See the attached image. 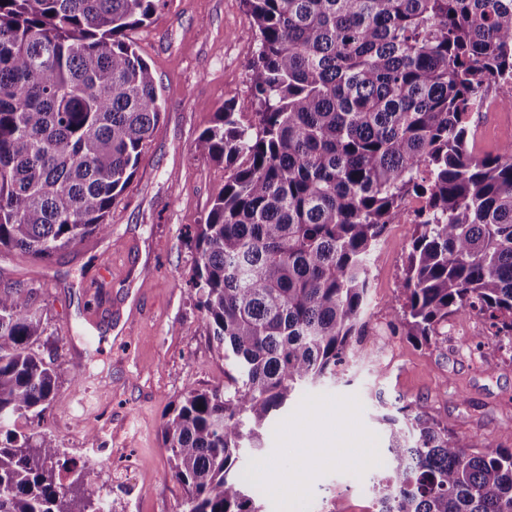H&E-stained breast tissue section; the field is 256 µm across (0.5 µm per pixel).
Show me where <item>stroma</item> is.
Here are the masks:
<instances>
[{
  "label": "stroma",
  "mask_w": 512,
  "mask_h": 512,
  "mask_svg": "<svg viewBox=\"0 0 512 512\" xmlns=\"http://www.w3.org/2000/svg\"><path fill=\"white\" fill-rule=\"evenodd\" d=\"M149 64L162 117L139 166L112 207L108 234H93L52 259L0 251V288L36 291L46 332L40 349L57 355L52 407L39 428L53 436L60 462L85 470L89 491L111 512H182L162 428L187 387L231 385L234 370L187 290L204 223L228 176L195 143L226 103L251 93L248 62L256 31L242 0H166L124 36ZM414 227L389 225L371 268L360 353L335 381L299 389L264 434L260 459L284 481L267 485L265 506L305 512H375L374 453H386L389 418L424 404L461 439L512 448V353L499 348L478 315L452 316L436 343L398 334L393 311ZM369 457L317 469L298 492L286 476L304 464L295 433L309 423L331 437L343 420Z\"/></svg>",
  "instance_id": "obj_1"
}]
</instances>
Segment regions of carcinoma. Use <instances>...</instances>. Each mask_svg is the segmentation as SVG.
<instances>
[{
	"label": "carcinoma",
	"instance_id": "1",
	"mask_svg": "<svg viewBox=\"0 0 512 512\" xmlns=\"http://www.w3.org/2000/svg\"><path fill=\"white\" fill-rule=\"evenodd\" d=\"M164 2L0 0V249L47 259L109 230L161 118L123 36ZM244 2L251 97L195 144L230 175L187 280L236 377L187 387L164 423L183 512H262L243 453L359 352L376 248L410 196L394 324L429 344L476 314L512 350V140L477 152L470 120L491 90L512 110V0ZM44 333L34 290L0 289V512H103L55 440L18 426L54 399ZM399 412L377 512H512V449Z\"/></svg>",
	"mask_w": 512,
	"mask_h": 512
}]
</instances>
